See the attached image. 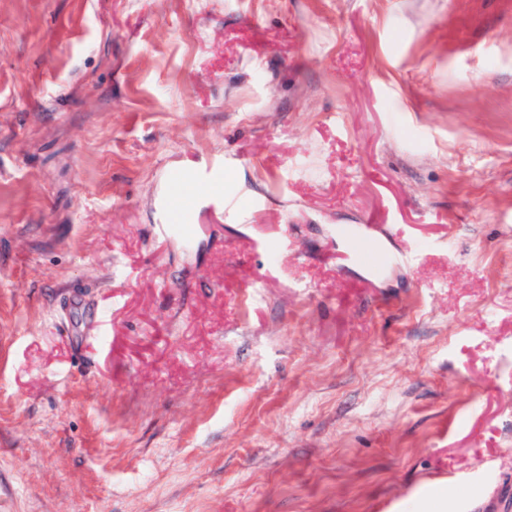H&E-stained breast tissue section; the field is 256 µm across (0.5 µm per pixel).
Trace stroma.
<instances>
[{
  "instance_id": "35a3bbf8",
  "label": "stroma",
  "mask_w": 512,
  "mask_h": 512,
  "mask_svg": "<svg viewBox=\"0 0 512 512\" xmlns=\"http://www.w3.org/2000/svg\"><path fill=\"white\" fill-rule=\"evenodd\" d=\"M442 505L512 512V0H0V512Z\"/></svg>"
}]
</instances>
